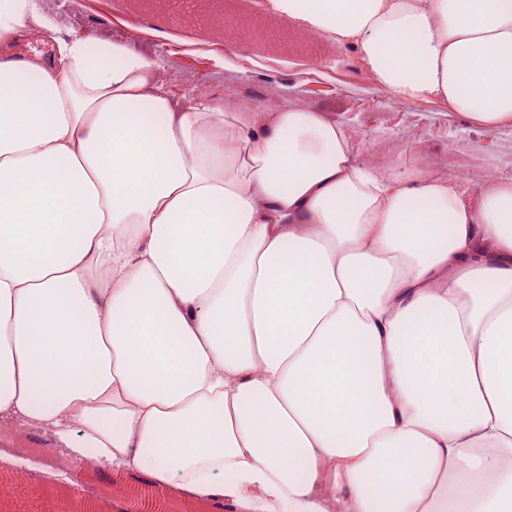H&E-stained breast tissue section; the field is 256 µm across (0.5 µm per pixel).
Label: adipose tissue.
<instances>
[{"mask_svg": "<svg viewBox=\"0 0 512 512\" xmlns=\"http://www.w3.org/2000/svg\"><path fill=\"white\" fill-rule=\"evenodd\" d=\"M34 2L0 0V426L217 512H512V181L178 104L121 41L17 60ZM270 2L512 126V0Z\"/></svg>", "mask_w": 512, "mask_h": 512, "instance_id": "obj_1", "label": "adipose tissue"}]
</instances>
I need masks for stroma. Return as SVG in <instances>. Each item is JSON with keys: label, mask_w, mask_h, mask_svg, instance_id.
<instances>
[{"label": "stroma", "mask_w": 512, "mask_h": 512, "mask_svg": "<svg viewBox=\"0 0 512 512\" xmlns=\"http://www.w3.org/2000/svg\"><path fill=\"white\" fill-rule=\"evenodd\" d=\"M52 21L49 41L90 33L125 37L152 54L170 93L204 95L225 110L252 107L334 112L356 163L390 176L415 165L463 189L479 175L512 179V128L486 131L435 101L411 103L383 91L356 50L309 36L268 0H37ZM230 65L213 61L219 45ZM25 460L0 458V512H128L144 485L123 469L70 485L39 436L22 441ZM29 487L12 490L18 472Z\"/></svg>", "instance_id": "obj_1"}]
</instances>
